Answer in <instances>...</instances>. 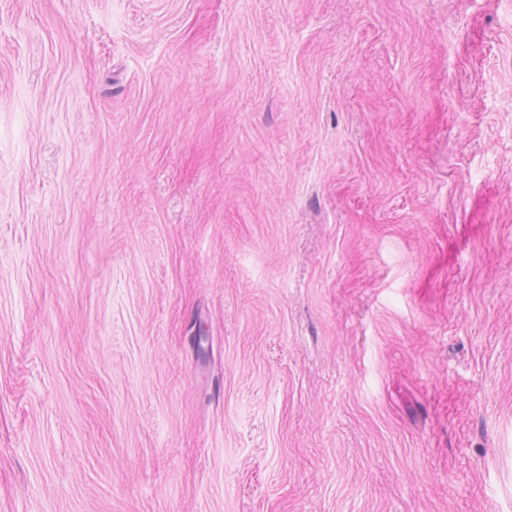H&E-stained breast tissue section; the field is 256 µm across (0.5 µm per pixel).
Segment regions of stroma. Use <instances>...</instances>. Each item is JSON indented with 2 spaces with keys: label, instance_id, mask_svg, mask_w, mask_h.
Masks as SVG:
<instances>
[{
  "label": "stroma",
  "instance_id": "stroma-1",
  "mask_svg": "<svg viewBox=\"0 0 512 512\" xmlns=\"http://www.w3.org/2000/svg\"><path fill=\"white\" fill-rule=\"evenodd\" d=\"M0 512H512V0H0Z\"/></svg>",
  "mask_w": 512,
  "mask_h": 512
}]
</instances>
